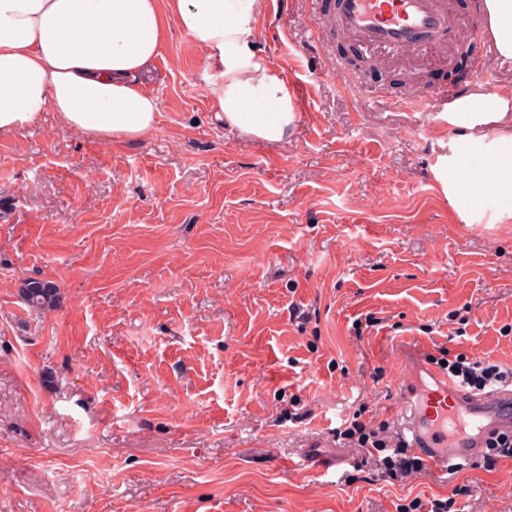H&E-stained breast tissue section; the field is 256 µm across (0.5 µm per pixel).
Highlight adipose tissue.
<instances>
[{
    "instance_id": "1",
    "label": "adipose tissue",
    "mask_w": 512,
    "mask_h": 512,
    "mask_svg": "<svg viewBox=\"0 0 512 512\" xmlns=\"http://www.w3.org/2000/svg\"><path fill=\"white\" fill-rule=\"evenodd\" d=\"M484 7L498 54L512 58V0H484ZM259 8L260 0H0V135L46 112L106 141L150 132L158 106L140 77L173 21L220 72L211 94L225 129L283 141L297 104L282 72L251 47ZM461 126L437 172L446 196L462 211L488 193L512 199V99ZM476 156L487 164L474 177L466 164Z\"/></svg>"
}]
</instances>
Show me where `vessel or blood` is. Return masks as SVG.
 Listing matches in <instances>:
<instances>
[{
  "instance_id": "obj_1",
  "label": "vessel or blood",
  "mask_w": 512,
  "mask_h": 512,
  "mask_svg": "<svg viewBox=\"0 0 512 512\" xmlns=\"http://www.w3.org/2000/svg\"><path fill=\"white\" fill-rule=\"evenodd\" d=\"M450 26L440 0H338L336 11L337 33L378 57L419 53L436 44ZM476 87L489 96L496 88L494 74L479 64L465 84L436 90L428 99L411 92L405 101L420 109L432 107L436 124L443 125L451 106L465 112L483 109V101L472 96ZM399 362L404 411L394 424L396 436L437 473L482 459L491 439L512 435V388L470 391L412 349Z\"/></svg>"
}]
</instances>
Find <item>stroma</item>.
<instances>
[{
  "instance_id": "obj_1",
  "label": "stroma",
  "mask_w": 512,
  "mask_h": 512,
  "mask_svg": "<svg viewBox=\"0 0 512 512\" xmlns=\"http://www.w3.org/2000/svg\"><path fill=\"white\" fill-rule=\"evenodd\" d=\"M329 0H262L256 53L297 101L288 139L226 133L203 53L170 24L158 121L105 142L53 113L0 138V512H396L452 495L512 512V460L386 481L344 419L394 421L398 348L512 366V201L458 212L434 170L458 129L307 50ZM455 44L386 58L418 93ZM52 281L30 309L22 279ZM380 323L357 333L366 315ZM19 290L22 300L32 309L44 310L52 307L56 301L57 288L48 280L25 279Z\"/></svg>"
}]
</instances>
